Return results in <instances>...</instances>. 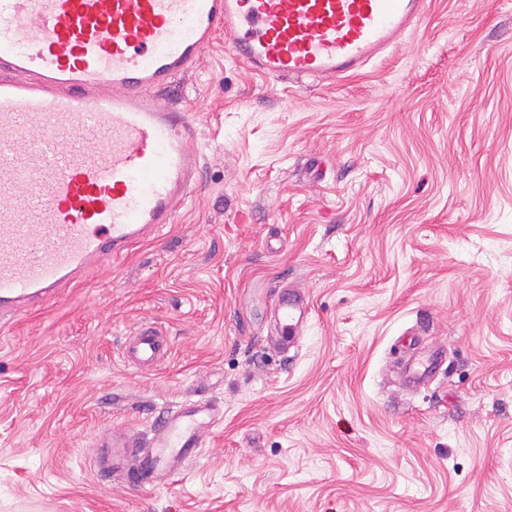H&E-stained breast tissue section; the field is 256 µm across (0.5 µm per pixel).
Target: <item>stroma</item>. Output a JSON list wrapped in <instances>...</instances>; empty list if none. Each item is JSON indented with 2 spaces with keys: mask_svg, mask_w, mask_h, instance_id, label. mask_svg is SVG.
I'll return each mask as SVG.
<instances>
[{
  "mask_svg": "<svg viewBox=\"0 0 512 512\" xmlns=\"http://www.w3.org/2000/svg\"><path fill=\"white\" fill-rule=\"evenodd\" d=\"M177 88L203 168L172 227L0 331V512H512V0H431L326 86L220 37ZM145 321L172 339L146 373ZM187 398L223 417L182 474L98 476L108 429ZM277 311L283 339L288 347L294 346L309 316L308 302L300 292L288 289L281 295ZM170 341L156 328L142 324L125 342L123 357L142 372L155 369L168 355ZM439 363L437 354L431 355L424 364L415 365L412 361H408L405 365L406 378L409 383L419 385L426 378L430 377Z\"/></svg>",
  "mask_w": 512,
  "mask_h": 512,
  "instance_id": "stroma-1",
  "label": "stroma"
}]
</instances>
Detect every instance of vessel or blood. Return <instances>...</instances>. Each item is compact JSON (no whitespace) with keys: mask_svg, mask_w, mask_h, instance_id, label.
<instances>
[{"mask_svg":"<svg viewBox=\"0 0 512 512\" xmlns=\"http://www.w3.org/2000/svg\"><path fill=\"white\" fill-rule=\"evenodd\" d=\"M429 0H0V328L60 288L159 238L196 189V121L161 101L216 33L247 67L276 82L328 84L400 44ZM283 339L309 315L298 291L277 307ZM170 341L135 329L123 357L155 369ZM221 417L187 400L158 415L151 437H103V475L168 483ZM143 454L135 468L127 457Z\"/></svg>","mask_w":512,"mask_h":512,"instance_id":"1","label":"vessel or blood"}]
</instances>
